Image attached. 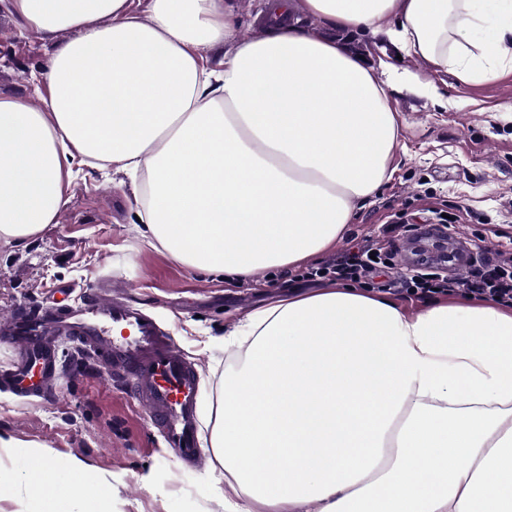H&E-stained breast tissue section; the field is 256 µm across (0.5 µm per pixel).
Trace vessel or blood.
<instances>
[{"label": "vessel or blood", "mask_w": 512, "mask_h": 512, "mask_svg": "<svg viewBox=\"0 0 512 512\" xmlns=\"http://www.w3.org/2000/svg\"><path fill=\"white\" fill-rule=\"evenodd\" d=\"M68 338L125 380L134 399L180 459L198 464L199 385L196 371L161 324L128 301L91 289L65 309L18 304L0 322V339L19 354L0 387L19 397H48L60 374L57 343Z\"/></svg>", "instance_id": "b4317fda"}]
</instances>
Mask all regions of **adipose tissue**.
<instances>
[{"instance_id":"1","label":"adipose tissue","mask_w":512,"mask_h":512,"mask_svg":"<svg viewBox=\"0 0 512 512\" xmlns=\"http://www.w3.org/2000/svg\"><path fill=\"white\" fill-rule=\"evenodd\" d=\"M23 28L69 30L42 105L0 94V240L54 223L74 168L146 175L141 235L227 276L329 248L390 176L387 80L291 23L384 32L464 83L512 64V0H261L263 37L233 41L230 0H0ZM221 52L216 65L208 56ZM237 368L209 446L236 512H512V309L459 300L407 313L348 287L255 309L225 336ZM77 482L25 512H111Z\"/></svg>"}]
</instances>
